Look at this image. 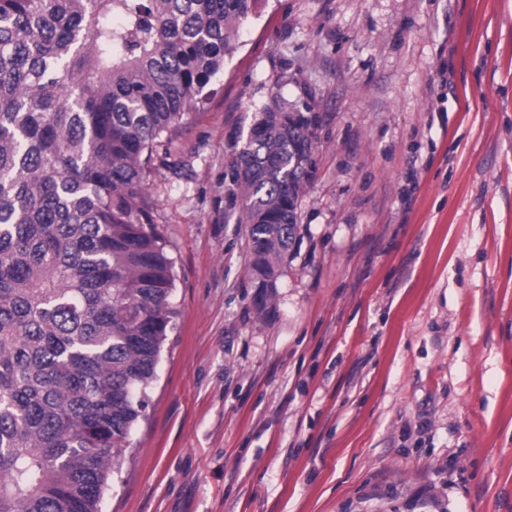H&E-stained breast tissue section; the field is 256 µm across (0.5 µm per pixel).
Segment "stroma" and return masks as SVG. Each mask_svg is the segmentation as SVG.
Masks as SVG:
<instances>
[{
	"label": "stroma",
	"instance_id": "stroma-1",
	"mask_svg": "<svg viewBox=\"0 0 512 512\" xmlns=\"http://www.w3.org/2000/svg\"><path fill=\"white\" fill-rule=\"evenodd\" d=\"M159 147L173 327L101 512H512V0H261ZM319 116L266 310L224 174Z\"/></svg>",
	"mask_w": 512,
	"mask_h": 512
}]
</instances>
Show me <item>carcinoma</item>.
<instances>
[{"mask_svg":"<svg viewBox=\"0 0 512 512\" xmlns=\"http://www.w3.org/2000/svg\"><path fill=\"white\" fill-rule=\"evenodd\" d=\"M259 0H0V512H100L172 329L147 189ZM319 117L234 137L254 305L293 253Z\"/></svg>","mask_w":512,"mask_h":512,"instance_id":"1","label":"carcinoma"}]
</instances>
